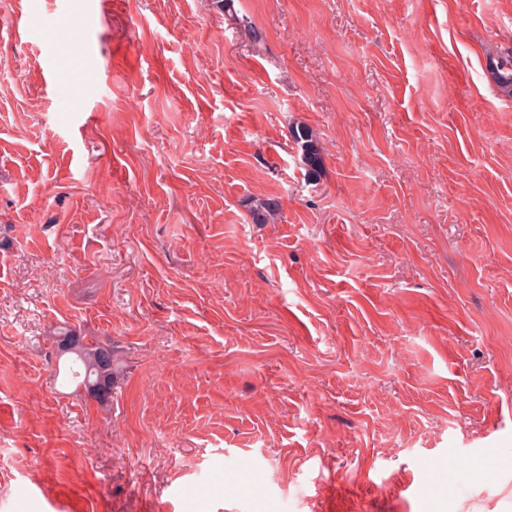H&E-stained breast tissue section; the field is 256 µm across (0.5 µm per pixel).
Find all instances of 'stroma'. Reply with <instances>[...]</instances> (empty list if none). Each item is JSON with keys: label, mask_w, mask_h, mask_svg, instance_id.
I'll return each instance as SVG.
<instances>
[{"label": "stroma", "mask_w": 512, "mask_h": 512, "mask_svg": "<svg viewBox=\"0 0 512 512\" xmlns=\"http://www.w3.org/2000/svg\"><path fill=\"white\" fill-rule=\"evenodd\" d=\"M19 2L0 512H512V0ZM489 69L498 88L512 96V54L503 53L497 59L492 58ZM291 134L294 142L300 144L306 166L312 171H316L321 165V157L309 131L305 127H296V129L292 130ZM87 341L84 336H71L60 341L56 356L59 362L62 356L68 354V369L70 371L71 381L74 384L72 394L80 395L79 389L83 387L87 391V381L94 382L100 377H104L107 386L112 391V385L115 382V369H112V343H102L99 340L89 341L80 350L76 351L79 345ZM104 346L109 347L106 349ZM76 351V352H74ZM58 362V364H59ZM107 386L103 380L89 387L90 394L107 395Z\"/></svg>", "instance_id": "obj_1"}]
</instances>
